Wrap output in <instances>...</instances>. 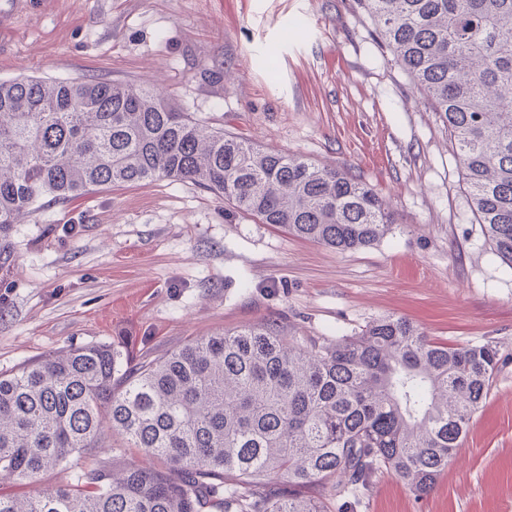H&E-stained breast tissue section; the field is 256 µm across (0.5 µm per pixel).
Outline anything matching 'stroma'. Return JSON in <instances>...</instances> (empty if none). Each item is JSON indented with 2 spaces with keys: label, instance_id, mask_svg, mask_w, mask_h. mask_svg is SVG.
<instances>
[{
  "label": "stroma",
  "instance_id": "1",
  "mask_svg": "<svg viewBox=\"0 0 512 512\" xmlns=\"http://www.w3.org/2000/svg\"><path fill=\"white\" fill-rule=\"evenodd\" d=\"M125 81L264 147L351 174L398 222L336 251L229 211L193 183L104 188L15 225L0 271V372L123 341L162 355L276 321L332 339L393 315L499 369L435 489L387 473L328 512H512V266L474 220L447 131L354 0H0V81Z\"/></svg>",
  "mask_w": 512,
  "mask_h": 512
}]
</instances>
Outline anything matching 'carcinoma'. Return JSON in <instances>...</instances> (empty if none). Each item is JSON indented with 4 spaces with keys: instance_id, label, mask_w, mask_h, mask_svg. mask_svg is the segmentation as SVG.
<instances>
[{
    "instance_id": "cac0c4a2",
    "label": "carcinoma",
    "mask_w": 512,
    "mask_h": 512,
    "mask_svg": "<svg viewBox=\"0 0 512 512\" xmlns=\"http://www.w3.org/2000/svg\"><path fill=\"white\" fill-rule=\"evenodd\" d=\"M448 130L472 212L512 266V0H355ZM190 181L224 205L338 251L397 224L343 166L262 148L147 89L22 76L0 82V270L15 224L102 187ZM492 341L450 346L403 317L331 341L274 323L191 339L161 357L119 343L0 373V473L60 475L0 512H326L330 487L378 472L429 494L486 401ZM117 432L159 466L99 457Z\"/></svg>"
}]
</instances>
